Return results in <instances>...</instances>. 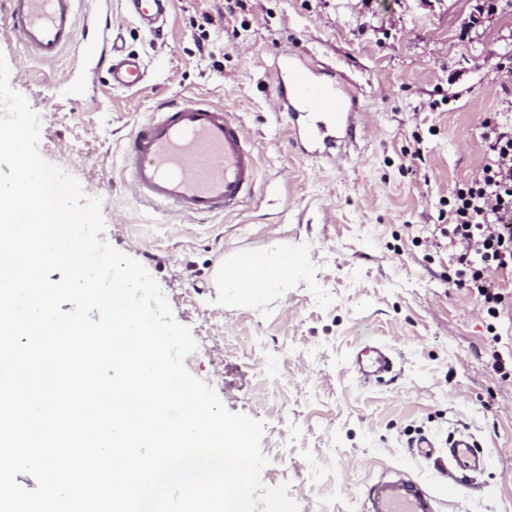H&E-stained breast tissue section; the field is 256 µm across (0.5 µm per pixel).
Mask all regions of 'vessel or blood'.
<instances>
[{
	"mask_svg": "<svg viewBox=\"0 0 512 512\" xmlns=\"http://www.w3.org/2000/svg\"><path fill=\"white\" fill-rule=\"evenodd\" d=\"M82 0H7V20L19 45L33 58L52 61L65 50L77 61L103 60L111 29L101 11L78 15ZM172 0H130L134 17L147 28L163 21ZM112 85L132 90L147 71L135 55H116ZM276 99L288 119L293 145L326 156L348 136L356 96L347 82L326 81L296 57L282 55L275 71ZM122 170L144 200L188 217L238 210L256 197L258 156L242 126L223 107L206 102L161 103L126 138ZM364 381H380L393 368L391 356L364 347L353 356ZM468 435L448 442L451 467L447 491L457 494L458 474L475 471L481 460ZM371 512H436V500L417 482H378L367 493Z\"/></svg>",
	"mask_w": 512,
	"mask_h": 512,
	"instance_id": "obj_1",
	"label": "vessel or blood"
}]
</instances>
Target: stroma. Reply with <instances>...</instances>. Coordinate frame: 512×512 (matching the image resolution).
Wrapping results in <instances>:
<instances>
[{
    "mask_svg": "<svg viewBox=\"0 0 512 512\" xmlns=\"http://www.w3.org/2000/svg\"><path fill=\"white\" fill-rule=\"evenodd\" d=\"M479 2L174 0L156 36L112 0L124 52L147 65L133 94L72 53L28 58L0 23L10 84L40 119L41 155L100 198L101 240L141 263L190 329L189 372L230 412L263 423L262 480L288 484L299 512H365L368 486L397 471L437 498V512H512V318L489 317L453 284L438 219L441 199L484 162L487 113L512 114V75L500 67L512 0H491L473 25ZM279 52L350 83L354 128L334 158L290 144L274 93ZM170 98L233 114L258 153L261 197L210 218L137 198L120 173L125 138ZM273 239L308 260L294 286L225 303L216 264ZM366 345L394 356L382 382L352 366ZM461 433L477 440L484 469L451 498L444 451ZM423 440L433 454H419Z\"/></svg>",
    "mask_w": 512,
    "mask_h": 512,
    "instance_id": "obj_1",
    "label": "stroma"
}]
</instances>
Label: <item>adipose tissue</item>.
I'll list each match as a JSON object with an SVG mask.
<instances>
[{"instance_id": "adipose-tissue-1", "label": "adipose tissue", "mask_w": 512, "mask_h": 512, "mask_svg": "<svg viewBox=\"0 0 512 512\" xmlns=\"http://www.w3.org/2000/svg\"><path fill=\"white\" fill-rule=\"evenodd\" d=\"M304 267L302 258L285 251L274 239L265 249L255 252L251 270H242L233 260L218 268L216 279L225 300L253 303L270 290L287 291Z\"/></svg>"}]
</instances>
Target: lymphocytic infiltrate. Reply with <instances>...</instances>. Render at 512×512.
Listing matches in <instances>:
<instances>
[{
    "label": "lymphocytic infiltrate",
    "instance_id": "f902f5d3",
    "mask_svg": "<svg viewBox=\"0 0 512 512\" xmlns=\"http://www.w3.org/2000/svg\"><path fill=\"white\" fill-rule=\"evenodd\" d=\"M483 126L485 161L454 187L439 218L459 275L496 318L512 309V122L493 112Z\"/></svg>",
    "mask_w": 512,
    "mask_h": 512
}]
</instances>
